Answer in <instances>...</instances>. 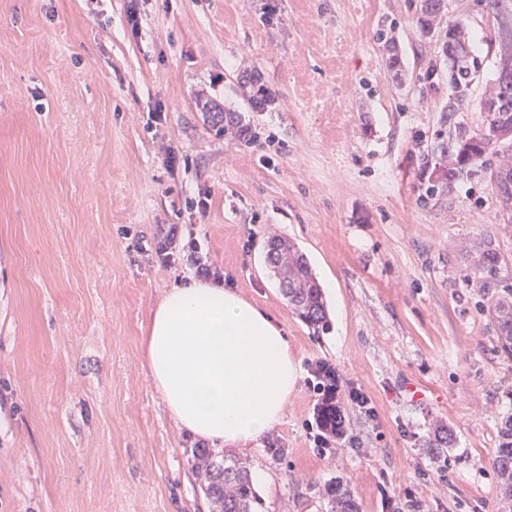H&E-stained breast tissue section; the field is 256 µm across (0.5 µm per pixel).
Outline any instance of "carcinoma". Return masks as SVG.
<instances>
[{"mask_svg":"<svg viewBox=\"0 0 512 512\" xmlns=\"http://www.w3.org/2000/svg\"><path fill=\"white\" fill-rule=\"evenodd\" d=\"M493 17L490 43L497 48L496 76L479 99L478 111L484 115L476 130L463 124L454 132L445 127L437 130L438 142L421 155V197L432 199L471 174V167L485 163L488 155L504 154L507 160L485 168L496 196L505 206H512V29L503 23L507 19L504 0H486ZM413 19L421 35L440 47L443 58L454 60L448 67V106L446 112H466L472 102V88L481 75L484 60L472 49L467 23L460 19L444 24L448 0H409ZM269 265L281 268L288 287L282 289L288 303L313 329L328 327L323 293L306 258L291 243L270 242ZM484 263L476 274L496 273V252L483 244ZM500 347L512 357V292L495 299L490 305ZM340 410L333 405L317 408L320 428L336 432ZM192 469L200 479L201 489L213 506L212 512H264L263 502L251 479L250 467L240 459L212 448H192ZM495 467L501 485L512 493V415L501 429ZM329 503L336 512H359L351 489L342 481L332 480L326 488Z\"/></svg>","mask_w":512,"mask_h":512,"instance_id":"cac0c4a2","label":"carcinoma"}]
</instances>
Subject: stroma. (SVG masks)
<instances>
[{
    "label": "stroma",
    "mask_w": 512,
    "mask_h": 512,
    "mask_svg": "<svg viewBox=\"0 0 512 512\" xmlns=\"http://www.w3.org/2000/svg\"><path fill=\"white\" fill-rule=\"evenodd\" d=\"M137 5L133 27L128 0H0V512H210L199 442L141 345L195 274L157 252L174 225L300 363L281 422L237 453L267 476L265 512H330L339 478L360 512H512L494 468L512 359L487 312L512 288V213L480 171L420 198L448 77L408 0ZM460 19L485 59L479 95L495 77L481 0H448ZM249 77L271 107H249ZM215 106L248 136L217 133ZM273 238L306 256L328 330L289 306ZM487 240L497 275L479 279ZM321 362L374 409L340 401V437L317 423Z\"/></svg>",
    "instance_id": "stroma-1"
}]
</instances>
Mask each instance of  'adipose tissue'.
Returning <instances> with one entry per match:
<instances>
[{
	"label": "adipose tissue",
	"instance_id": "1",
	"mask_svg": "<svg viewBox=\"0 0 512 512\" xmlns=\"http://www.w3.org/2000/svg\"><path fill=\"white\" fill-rule=\"evenodd\" d=\"M142 346L177 425L234 448H250L282 420L301 377L284 327L220 283L171 288L150 312Z\"/></svg>",
	"mask_w": 512,
	"mask_h": 512
}]
</instances>
